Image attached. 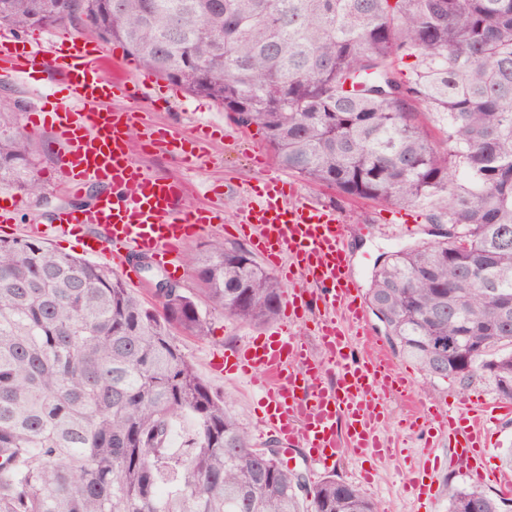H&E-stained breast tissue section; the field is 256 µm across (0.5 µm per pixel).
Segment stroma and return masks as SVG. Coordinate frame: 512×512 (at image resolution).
Listing matches in <instances>:
<instances>
[{
    "instance_id": "1",
    "label": "stroma",
    "mask_w": 512,
    "mask_h": 512,
    "mask_svg": "<svg viewBox=\"0 0 512 512\" xmlns=\"http://www.w3.org/2000/svg\"><path fill=\"white\" fill-rule=\"evenodd\" d=\"M67 93L61 77L48 69L39 73L37 81L31 83L0 74V101L16 106L22 114L50 108ZM136 107L147 125H169L183 130L195 121L221 125L214 137L205 143L206 163L197 171L182 168L174 155L162 147L144 150L137 146L132 150L134 159L152 174L182 177L189 185L187 204L210 207L223 218L213 231L189 243L185 249L187 258L182 261L179 274L168 275L157 265L139 272L141 285L135 293L146 302H155V284L167 277L186 293L196 295L200 292V283L188 261L189 256L203 253L215 240L223 241L228 247L245 249L249 246L248 240L236 235L232 228L249 204L248 196L238 193V185H254L269 175L283 178L289 175L274 162L264 170L253 167L254 154L268 151L256 127L238 126L220 106L204 104L202 97L189 94L172 82H165L161 95L138 98ZM32 138L42 193L37 197L14 193L17 208L14 234L18 237L36 234L42 226L50 224L55 209L66 202L65 195L56 184L60 148L52 131L49 127H42L33 132ZM292 179L296 186L295 201L332 204L341 211L351 257L350 270L362 287H369L377 264L382 263L387 255L435 238L434 226L428 219L429 209L424 205H384L347 197L336 188L311 183L298 176ZM366 329L368 339L357 343L362 354L383 353L392 366L413 383V400L394 398L389 402V417L382 436L391 444L392 453L381 457H360L344 446L337 459L324 468L308 462L304 449L299 448L295 451L294 466L311 483L327 474H335L337 478L360 487L366 496L379 503L383 512H445L450 489L472 486L473 480L454 455L452 436L435 437L427 445L413 435L405 421L412 411L425 403L449 402L466 407L495 400L496 395L484 381L472 382L464 389L450 381L427 378L413 360L403 357L392 347L382 323L374 314H367ZM255 331V326L215 312L209 318L206 336L197 337L178 329L173 338L210 387L227 397L235 417L248 430L253 442L260 445L274 438L275 433L259 426L256 385L213 368L214 362L225 352L233 350L243 338ZM487 435L490 446L487 465L492 477L483 482L482 487L493 492L497 489L496 476H512V467L503 460L504 448L512 445V418L489 424ZM434 455L441 460V467L435 475L439 495L434 503L423 505L406 496L401 485L410 471H423L428 457Z\"/></svg>"
}]
</instances>
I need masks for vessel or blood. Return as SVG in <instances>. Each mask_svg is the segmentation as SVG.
<instances>
[{
  "label": "vessel or blood",
  "instance_id": "vessel-or-blood-1",
  "mask_svg": "<svg viewBox=\"0 0 512 512\" xmlns=\"http://www.w3.org/2000/svg\"><path fill=\"white\" fill-rule=\"evenodd\" d=\"M48 65L63 76L69 94L50 111L29 113L28 125L35 129L46 122L53 128L63 147L57 181L68 193L79 194L90 182L111 189L89 206L59 207L56 231L91 227L84 238L86 253L120 268L131 284L139 282L128 262L136 253L177 272L187 244L217 214L186 205L184 181L153 175L138 164L130 152V136L140 130L145 147L165 142L194 169L202 162L212 124L197 125L188 135L170 127L138 128V113L129 106L138 91L130 87L121 59L110 58L97 41L65 36L46 56L31 40L0 39V70L29 79ZM117 99L126 100V107H114ZM245 192L251 203L236 231L294 289L281 321L240 343L225 359V373L250 379L263 375L262 423L289 447L307 449L313 463L327 465L344 443L360 456L385 455L380 426L387 418V400L407 394L409 381L384 358L359 354L350 340L351 335H365V310L360 287L349 273L343 225L334 209L294 204V190L283 178L246 186ZM301 279L313 283L314 291L298 287ZM316 307L323 314L316 324L319 350L314 353L297 328ZM327 374L333 381L325 388L321 382ZM511 414L512 404L490 402L458 413L436 408L431 417L438 431L452 432L455 456L481 480L490 451L486 424Z\"/></svg>",
  "mask_w": 512,
  "mask_h": 512
}]
</instances>
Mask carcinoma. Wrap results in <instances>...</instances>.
<instances>
[{"instance_id":"1","label":"carcinoma","mask_w":512,"mask_h":512,"mask_svg":"<svg viewBox=\"0 0 512 512\" xmlns=\"http://www.w3.org/2000/svg\"><path fill=\"white\" fill-rule=\"evenodd\" d=\"M143 67L244 116L279 164L351 197L426 204L465 234L393 252L369 303L431 379L512 400V0H0V26L79 20ZM428 107L443 148L415 122ZM0 188L37 196L32 139L0 103ZM209 309L274 319L282 284L215 240L191 258ZM180 290L148 307L111 268L0 238V512H380L259 447L174 342L207 332ZM461 337L457 358L439 337ZM195 433L178 453L174 423ZM512 501L454 488L448 512Z\"/></svg>"}]
</instances>
